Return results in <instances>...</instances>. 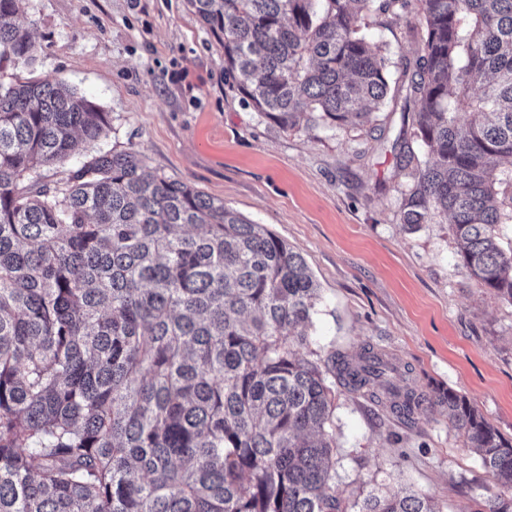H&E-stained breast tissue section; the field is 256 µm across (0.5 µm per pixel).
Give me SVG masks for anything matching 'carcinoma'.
<instances>
[{
    "label": "carcinoma",
    "mask_w": 512,
    "mask_h": 512,
    "mask_svg": "<svg viewBox=\"0 0 512 512\" xmlns=\"http://www.w3.org/2000/svg\"><path fill=\"white\" fill-rule=\"evenodd\" d=\"M22 2L0 0V72L34 53ZM187 2L224 47V84L284 130L363 128L394 101L414 165L402 223L450 217L461 267L512 303L496 232L512 223V0ZM412 9L425 33L393 83L364 20ZM110 128L62 81L0 82V512H437L333 491L328 375L358 390L395 367L311 357L320 289L265 225L131 151L24 185ZM396 397L408 416L447 410L503 488L483 512H512V437L451 389Z\"/></svg>",
    "instance_id": "cac0c4a2"
}]
</instances>
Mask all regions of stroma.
Listing matches in <instances>:
<instances>
[{
    "label": "stroma",
    "instance_id": "35a3bbf8",
    "mask_svg": "<svg viewBox=\"0 0 512 512\" xmlns=\"http://www.w3.org/2000/svg\"><path fill=\"white\" fill-rule=\"evenodd\" d=\"M35 45L21 78L60 79L111 116L107 138L42 168L64 182L98 152L132 151L150 171L220 199L300 253L320 288L311 351L324 359L371 348L396 365L389 385L334 388L337 496L408 490L441 512H479L497 485L440 409L412 419L394 392L453 389L512 437V304L459 265L449 221L409 228L400 189L413 183L393 143L400 113L368 129L284 131L224 83V49L187 0H27L18 18ZM417 14L368 17L393 63L413 56Z\"/></svg>",
    "mask_w": 512,
    "mask_h": 512
}]
</instances>
